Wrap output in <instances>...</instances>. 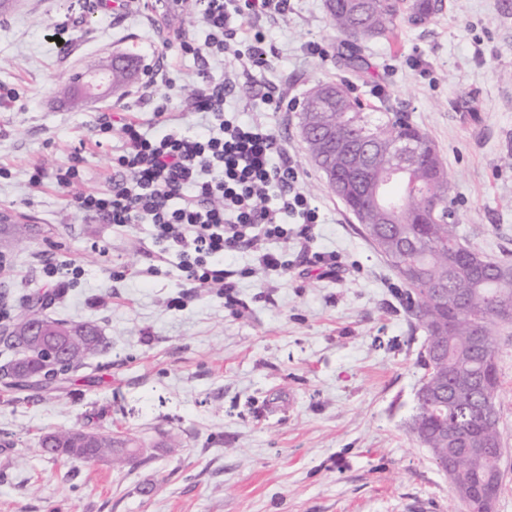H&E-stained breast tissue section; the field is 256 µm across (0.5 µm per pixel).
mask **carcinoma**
Returning <instances> with one entry per match:
<instances>
[{
  "instance_id": "carcinoma-1",
  "label": "carcinoma",
  "mask_w": 512,
  "mask_h": 512,
  "mask_svg": "<svg viewBox=\"0 0 512 512\" xmlns=\"http://www.w3.org/2000/svg\"><path fill=\"white\" fill-rule=\"evenodd\" d=\"M326 8L333 29L356 42L394 37L400 18L412 25L419 19L428 23L443 5L438 0H348L346 7L338 3ZM326 87L336 91L333 105L311 92L300 113L302 120L309 116L316 124L329 119L336 124L335 148L308 143L313 160L321 168H340L347 156L368 153V159L357 162L350 173L345 207L352 212L364 209L371 201L369 187L379 182L386 189L395 182L404 184L402 193L385 195L389 223L381 224L374 216L362 229L370 239L381 238L377 249L407 288L405 310L424 332L417 359L421 380L438 381L443 392H451L443 418L437 413L436 394L416 406L410 432L421 447L430 449L467 512H484V503L495 502L502 487V473L491 459L504 452L495 404L498 349L493 336L496 327L512 325V318L499 314L502 308H512V262L484 254L457 236L448 172L426 132L398 112L365 111L339 85ZM397 140L417 143L420 153L416 162L395 173ZM419 271L446 291L448 304L427 299L416 276ZM54 324L70 330L79 347L65 362L47 367V374L75 370L107 348L92 324ZM475 403L487 412V423L478 430L465 419ZM39 451L84 460L121 461L131 455L124 442L83 429L49 433L40 439Z\"/></svg>"
}]
</instances>
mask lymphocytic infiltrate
Segmentation results:
<instances>
[{"label": "lymphocytic infiltrate", "mask_w": 512, "mask_h": 512, "mask_svg": "<svg viewBox=\"0 0 512 512\" xmlns=\"http://www.w3.org/2000/svg\"><path fill=\"white\" fill-rule=\"evenodd\" d=\"M209 34L211 54L232 56L222 83L208 71L198 74L197 94L189 107L201 114L202 135L165 129L170 97L154 109L155 129L137 121L115 124L101 114L98 137L120 130L122 149L113 157L117 176L111 186L85 193L77 163L54 173L58 186L69 189L77 211L120 228L146 224L155 264L176 258L181 285L194 294L205 288L225 292L226 306H235L236 275L252 276L289 268L282 243L307 247L320 209L300 187V169L286 140L265 119L241 120L226 111L224 91L238 78L237 62L265 63L261 19L286 14L290 0H194ZM246 252L251 266L226 268L224 255Z\"/></svg>", "instance_id": "1"}]
</instances>
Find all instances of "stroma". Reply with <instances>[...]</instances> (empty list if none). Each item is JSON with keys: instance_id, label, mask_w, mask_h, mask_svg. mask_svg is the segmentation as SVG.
<instances>
[{"instance_id": "obj_1", "label": "stroma", "mask_w": 512, "mask_h": 512, "mask_svg": "<svg viewBox=\"0 0 512 512\" xmlns=\"http://www.w3.org/2000/svg\"><path fill=\"white\" fill-rule=\"evenodd\" d=\"M148 0H19L0 12V210L21 213L36 236L0 258L4 312L33 292L43 313L97 326L107 349L46 388L0 385V512H466L408 421L422 374V330L405 288L312 163L300 104L335 82L366 107L402 112L436 142L451 181L458 232L487 255H512V0H444L429 23L399 21L397 37L359 42L365 67L344 66L324 0H291L262 21L273 54L225 93L243 118L263 113L295 148L302 189L320 207L310 250L335 256L321 277L289 246L287 275L237 279L234 307L213 288L183 295L176 264L147 274V225L117 230L76 213L55 170L79 156L81 188L112 180L120 137L96 140L101 113L150 123L156 101L192 94L221 58L184 53L208 31ZM317 42L324 55L308 51ZM132 52L143 71L120 91L84 103L73 74ZM146 100H138V93ZM283 95V108L263 100ZM42 167L41 184L29 181ZM80 265L63 293L41 260ZM496 405L506 452L493 512H512V327L496 331ZM80 428L132 448L121 464L39 455L43 435Z\"/></svg>"}]
</instances>
